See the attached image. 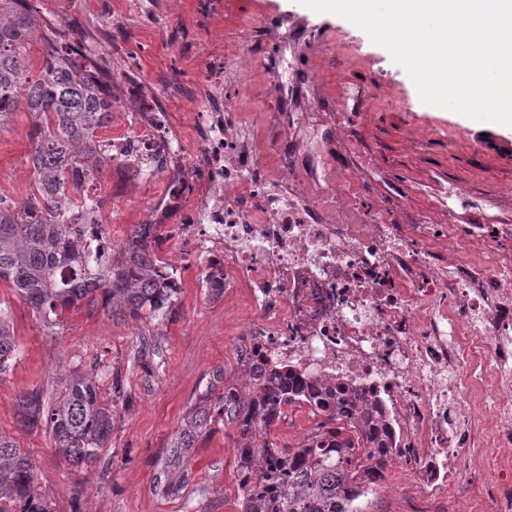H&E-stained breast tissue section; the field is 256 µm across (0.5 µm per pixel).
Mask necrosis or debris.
<instances>
[{
    "instance_id": "4bbe7bcc",
    "label": "necrosis or debris",
    "mask_w": 512,
    "mask_h": 512,
    "mask_svg": "<svg viewBox=\"0 0 512 512\" xmlns=\"http://www.w3.org/2000/svg\"><path fill=\"white\" fill-rule=\"evenodd\" d=\"M198 176L186 146L158 112L143 113L112 141V158L162 182L152 223L178 212L177 231L203 270L224 274V293L245 290L250 319L238 354L252 368L277 362L303 376L381 400L393 447L413 462L423 498L481 480L466 469L485 441L512 446V225L490 237L476 224L448 245V266L430 246L428 224L347 220L336 180L315 145L312 115L285 133V167L304 180H263L262 158L242 140L236 105L209 112ZM210 195L194 199L196 179ZM484 259L472 260V248ZM479 396L482 424L469 408Z\"/></svg>"
}]
</instances>
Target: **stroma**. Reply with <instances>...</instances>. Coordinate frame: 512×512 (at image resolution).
Instances as JSON below:
<instances>
[{
    "mask_svg": "<svg viewBox=\"0 0 512 512\" xmlns=\"http://www.w3.org/2000/svg\"><path fill=\"white\" fill-rule=\"evenodd\" d=\"M47 14L77 21L85 45L112 74L109 139L125 133L140 113H164L187 144L198 130L189 114L207 95L198 75L209 54L232 59L249 49L257 59L247 75L225 70L222 94L213 104L243 107L247 129L265 157L263 175L280 177L277 145L266 121L280 111L277 67L285 39L299 41L294 82L317 76L313 99L292 100L283 123L296 113H315L325 155L341 194L355 212L388 224L434 227L433 246L448 231L472 224L512 225V127L471 120L421 102L415 85L388 51L346 19L317 14L297 0H42ZM28 116L14 117L0 137V195L22 199L32 184L26 163L31 149ZM161 191L158 182L112 175L99 192L108 205L104 232L113 244L142 223ZM160 255L174 269L182 293L173 321L161 324L114 317L102 309L65 313L57 334L7 285V310L20 355L0 374V433L12 437L37 466L36 490L53 512H238L234 433L215 432L194 451L191 480L176 497H165L156 476L166 447L191 405L218 368L236 374V347L247 323L244 294L210 299L201 268L185 256L173 225ZM154 347V367L135 358L141 340ZM96 372L101 385L120 375L126 388L117 400L112 436L98 465L77 470L60 459L45 432L27 433L15 422L17 397L41 386L59 392L74 374ZM309 410L288 409L270 434L280 447L306 441ZM383 491L361 500L363 512H407L420 491L406 464L389 460ZM512 494V471L448 492L436 512H490L493 493Z\"/></svg>",
    "mask_w": 512,
    "mask_h": 512,
    "instance_id": "obj_1",
    "label": "stroma"
}]
</instances>
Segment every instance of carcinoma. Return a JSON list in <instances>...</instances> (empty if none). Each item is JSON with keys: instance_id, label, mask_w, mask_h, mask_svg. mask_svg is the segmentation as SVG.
Listing matches in <instances>:
<instances>
[{"instance_id": "carcinoma-1", "label": "carcinoma", "mask_w": 512, "mask_h": 512, "mask_svg": "<svg viewBox=\"0 0 512 512\" xmlns=\"http://www.w3.org/2000/svg\"><path fill=\"white\" fill-rule=\"evenodd\" d=\"M84 36L75 22H52L39 0H0V134L19 106L29 117L28 163L33 187L19 201L0 197V283H7L47 325L80 307L102 305L112 315L175 313L179 280L162 273L158 240L132 230L118 253L104 257L83 226L102 229L106 199L86 186L112 173V140L98 131L112 123V76L70 40ZM9 315L0 311V374L17 358ZM241 382L224 369L196 398L168 445L157 477L165 496L178 495L192 473L193 450L219 429L232 427L238 451L240 512H362L352 506L367 483L383 479L385 449L392 447L379 406L343 386L316 387L280 365L270 375L237 364ZM223 385H218V382ZM113 397L102 399L96 379L77 375L54 397L35 387L17 398V425L50 434L69 466L94 465L112 435L115 399L125 396L119 377ZM308 402L332 425L282 451L268 441L282 407ZM36 467L0 433V512H51L34 490Z\"/></svg>"}]
</instances>
